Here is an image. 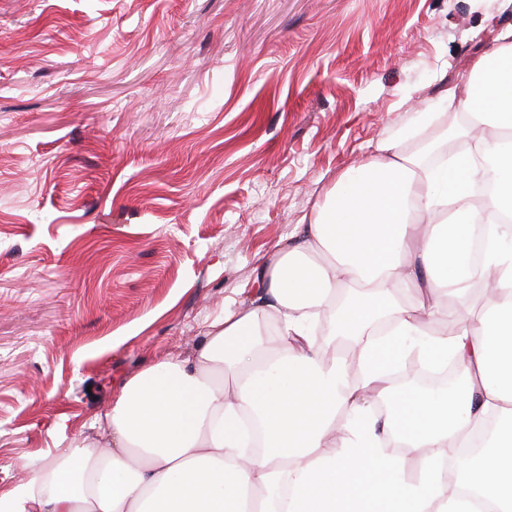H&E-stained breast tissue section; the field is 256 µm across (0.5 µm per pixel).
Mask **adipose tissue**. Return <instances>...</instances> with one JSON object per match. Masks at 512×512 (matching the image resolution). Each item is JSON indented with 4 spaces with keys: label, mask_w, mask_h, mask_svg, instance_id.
Instances as JSON below:
<instances>
[{
    "label": "adipose tissue",
    "mask_w": 512,
    "mask_h": 512,
    "mask_svg": "<svg viewBox=\"0 0 512 512\" xmlns=\"http://www.w3.org/2000/svg\"><path fill=\"white\" fill-rule=\"evenodd\" d=\"M447 89L448 110L421 113L375 156L349 168L309 223L257 273L258 290L210 324L191 356H175L116 391L99 439L81 440L58 465L28 472L0 497L9 512H512V226L480 224L512 210V25ZM464 137L467 154L427 168L417 145ZM495 175L496 195L475 191ZM485 253L466 260L473 227ZM492 279L478 317L448 306L474 276ZM334 312L333 333L309 325ZM392 336L367 343L352 374L337 337L370 334L381 316ZM279 324L269 348L263 327ZM411 344L433 365L455 361L448 392H416L400 418L376 417L386 393L378 362ZM502 423L467 479L438 460L471 447L490 417ZM420 450V477L385 448ZM328 456H320V449Z\"/></svg>",
    "instance_id": "adipose-tissue-1"
}]
</instances>
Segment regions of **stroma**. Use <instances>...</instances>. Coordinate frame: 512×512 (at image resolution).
Wrapping results in <instances>:
<instances>
[{
	"label": "stroma",
	"instance_id": "obj_1",
	"mask_svg": "<svg viewBox=\"0 0 512 512\" xmlns=\"http://www.w3.org/2000/svg\"><path fill=\"white\" fill-rule=\"evenodd\" d=\"M511 24L512 0H0V495L190 353Z\"/></svg>",
	"mask_w": 512,
	"mask_h": 512
}]
</instances>
